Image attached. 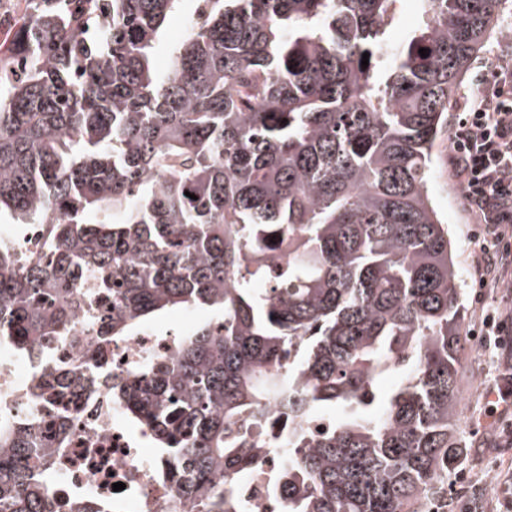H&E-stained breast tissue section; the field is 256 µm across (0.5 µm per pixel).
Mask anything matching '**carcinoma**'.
<instances>
[{"mask_svg": "<svg viewBox=\"0 0 512 512\" xmlns=\"http://www.w3.org/2000/svg\"><path fill=\"white\" fill-rule=\"evenodd\" d=\"M202 2L162 75L151 54L180 0H24L0 58V215L50 243L25 258L0 241V342L27 357L66 335L94 275L112 299L97 365L33 388L75 404L109 382L111 344L208 306L169 361L112 385L153 434L167 512H243L235 477L273 403L287 512H412L458 462L468 344L431 147L502 0H416L422 24L399 46L403 0ZM70 443L62 415L49 435L0 425V512H46Z\"/></svg>", "mask_w": 512, "mask_h": 512, "instance_id": "1", "label": "carcinoma"}]
</instances>
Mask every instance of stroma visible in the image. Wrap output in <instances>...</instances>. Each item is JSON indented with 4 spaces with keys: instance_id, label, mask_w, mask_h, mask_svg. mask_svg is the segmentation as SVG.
Segmentation results:
<instances>
[{
    "instance_id": "1",
    "label": "stroma",
    "mask_w": 512,
    "mask_h": 512,
    "mask_svg": "<svg viewBox=\"0 0 512 512\" xmlns=\"http://www.w3.org/2000/svg\"><path fill=\"white\" fill-rule=\"evenodd\" d=\"M199 0H181L164 24L160 41L154 48L159 71H166L171 52L186 34L187 21L197 16ZM496 35L486 43L454 94L448 111L449 125H456L462 111L460 102L487 85L494 54L512 55V0H506L498 13ZM451 138L442 135L432 150L431 178L434 203L448 226L453 243L456 267L465 286L463 328L471 339L458 366V390L462 413L454 427V438L462 452L460 465L443 475L424 491L417 504L419 512H430L435 500L447 501V512H467L476 505L479 512H499L503 494L501 478L512 472V412L488 416L486 391L495 382L506 360H512V342L500 351H485L476 329L483 309L498 306L512 308V288H482L474 270L471 241L477 226L468 210L464 190L454 177L450 163Z\"/></svg>"
}]
</instances>
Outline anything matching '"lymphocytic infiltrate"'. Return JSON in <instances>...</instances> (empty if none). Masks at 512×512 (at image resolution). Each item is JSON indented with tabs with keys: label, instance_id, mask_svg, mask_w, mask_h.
<instances>
[{
	"label": "lymphocytic infiltrate",
	"instance_id": "1",
	"mask_svg": "<svg viewBox=\"0 0 512 512\" xmlns=\"http://www.w3.org/2000/svg\"><path fill=\"white\" fill-rule=\"evenodd\" d=\"M498 79L476 97L455 128L452 169L484 232L474 235V265L481 287L499 283L512 266V94L503 85L512 59L499 62Z\"/></svg>",
	"mask_w": 512,
	"mask_h": 512
}]
</instances>
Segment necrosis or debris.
<instances>
[{
	"label": "necrosis or debris",
	"mask_w": 512,
	"mask_h": 512,
	"mask_svg": "<svg viewBox=\"0 0 512 512\" xmlns=\"http://www.w3.org/2000/svg\"><path fill=\"white\" fill-rule=\"evenodd\" d=\"M112 321V309L93 277L82 283L74 326L64 339L46 347L45 358L71 366L81 364L95 336ZM172 339L158 331L144 329L112 346L107 355L109 372L115 381L126 377L128 365L144 359L165 361L171 355ZM42 359L17 360L8 346H0V395L9 404L8 413L0 412L1 423H19L39 419L50 422L56 412L51 398L30 395L31 385L40 381ZM71 444L68 459L60 471L53 497L57 512H69L71 490L80 487L92 498L108 500L114 512H165L171 493L167 484L157 480L154 458L144 453L150 437L146 431L131 433L123 411L113 402L108 388H100L93 399L80 404L70 414ZM259 449L255 465L237 484L249 512H284L282 502L271 499L268 485L288 457L280 446V431L272 429ZM123 483L114 491V483Z\"/></svg>",
	"instance_id": "1"
}]
</instances>
